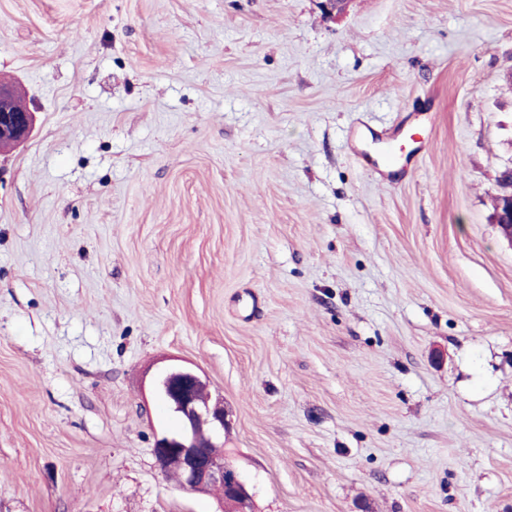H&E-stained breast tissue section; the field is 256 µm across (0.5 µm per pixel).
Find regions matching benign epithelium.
Listing matches in <instances>:
<instances>
[{
    "instance_id": "7a95c632",
    "label": "benign epithelium",
    "mask_w": 512,
    "mask_h": 512,
    "mask_svg": "<svg viewBox=\"0 0 512 512\" xmlns=\"http://www.w3.org/2000/svg\"><path fill=\"white\" fill-rule=\"evenodd\" d=\"M348 3L318 0L321 10L331 18L342 14ZM32 123L33 113L16 104L10 88L0 87V149L25 139ZM493 221L512 243V200L498 207ZM151 389L179 421L177 430L155 435L152 454L162 475L176 473L178 485L194 493L219 487L234 512H253L252 494L224 457V398L212 395L206 376L191 366L175 363L153 379Z\"/></svg>"
}]
</instances>
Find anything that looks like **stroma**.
<instances>
[{
  "instance_id": "1",
  "label": "stroma",
  "mask_w": 512,
  "mask_h": 512,
  "mask_svg": "<svg viewBox=\"0 0 512 512\" xmlns=\"http://www.w3.org/2000/svg\"><path fill=\"white\" fill-rule=\"evenodd\" d=\"M511 72L512 0H0V512H219L175 359L255 512H512ZM19 104V96L0 87V149L25 139L33 123V113ZM507 174L512 176V167H508ZM501 172L498 176L500 192L493 198L492 209L495 211L502 202L512 198V178ZM493 221L498 225L501 234L512 245V200L501 205L493 214ZM151 389L179 421L177 430L155 435L152 454L162 475L176 473L178 485L194 493L219 487L222 500L233 505V512H253L252 494L224 457V399H213L206 376L191 366L175 363L153 379Z\"/></svg>"
}]
</instances>
